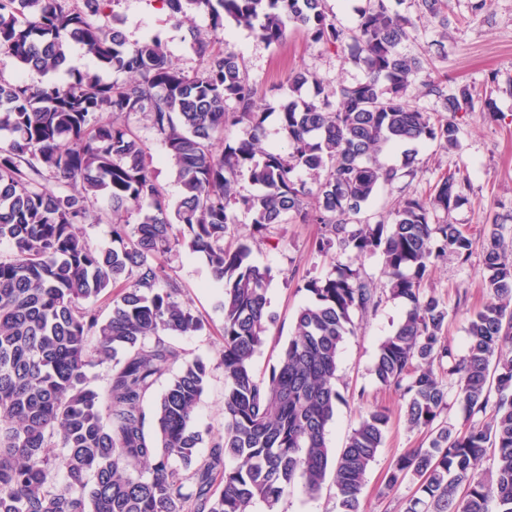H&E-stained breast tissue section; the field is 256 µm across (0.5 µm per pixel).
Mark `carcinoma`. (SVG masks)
I'll use <instances>...</instances> for the list:
<instances>
[{"label": "carcinoma", "instance_id": "1", "mask_svg": "<svg viewBox=\"0 0 512 512\" xmlns=\"http://www.w3.org/2000/svg\"><path fill=\"white\" fill-rule=\"evenodd\" d=\"M80 2L0 0V49L21 65L55 74L76 44L124 75L112 83L80 71L65 83L0 80V131L8 134L0 142V243L12 246L0 256V512H281L295 482L309 496L321 489L326 429L341 399V343L353 332L352 315L375 309L381 296L361 269L339 261L311 278L313 301L298 311L268 377L258 378L252 359L268 331L272 274L253 264L247 240L231 236L236 209L251 215L252 239L295 218L318 225L312 247L320 254L382 256L385 288L406 310L379 344L372 374L400 394L408 425L428 433V445L398 456L387 477L389 491L415 487L402 512H491L492 503L512 512V241L493 224L482 249L489 301L470 318L458 358L443 336L448 308L424 283L436 260L451 253L466 261L473 252L457 225L432 223L464 199L468 177L450 172L429 197L399 202L389 219H359L381 186L402 177L381 163L385 147L422 140L453 148L454 117L473 111L469 86L422 75V58L402 50L415 23L397 9L401 0H367L352 29L327 0H162L179 25L192 22L190 10L211 17L205 32L190 27L202 57L191 74L174 66L159 37L131 42L93 21L116 0ZM416 2L418 19L446 21L448 0ZM226 20L268 45L291 25L317 43L349 40L366 77L331 91L334 103L322 95L329 81L291 70V98L279 112L288 153L269 148L265 108L238 55L224 47ZM416 84L443 100L448 119L410 104ZM138 114L174 166V205L129 124ZM238 124L247 135L217 147L224 127ZM297 168L310 181L294 178ZM244 174L256 192L237 190ZM100 197L111 203L107 218L93 209ZM102 222L112 240L106 248L83 230ZM180 248L202 255L224 285V428L207 439L194 420L208 366L162 338L206 329L166 263ZM107 291L104 317L95 301ZM103 364L111 373L97 389L87 371ZM175 365L179 372L146 406ZM451 397L472 419L463 431L446 419ZM389 420L374 407L348 436L333 474L339 512H360ZM204 443L210 452L200 460ZM486 457L488 475L479 471Z\"/></svg>", "mask_w": 512, "mask_h": 512}]
</instances>
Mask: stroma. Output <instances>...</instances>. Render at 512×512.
Listing matches in <instances>:
<instances>
[{"mask_svg":"<svg viewBox=\"0 0 512 512\" xmlns=\"http://www.w3.org/2000/svg\"><path fill=\"white\" fill-rule=\"evenodd\" d=\"M447 27L420 22L403 45L406 52L425 57L427 70L453 78L476 90L475 111L456 116L460 127L459 145L454 149L430 141H414L390 147L382 156L386 165L402 167L406 153L417 155V170L391 185L378 189L361 214L369 222L387 218L397 201L429 194L444 175L461 171L469 178L465 199L450 213H438L475 242L467 262L449 256L437 262L427 290L435 293L448 308L444 330L457 355H464L466 328L470 317L488 297L483 286L481 243L492 220H499L505 237H512V0H491L489 8L472 13L469 0H450ZM113 10L128 40L158 33L166 41L173 62L185 72L200 64L199 55L187 28L176 27L157 0H116ZM224 36L230 48L245 62L258 97L271 105L264 128L267 145L286 149L274 107L287 94L286 78L291 69L302 68L336 84L351 85L364 77L360 66L344 53L313 42L298 27H289L282 43L266 44L248 29L226 24ZM147 147V162L170 201H177L180 188L164 145L142 116L130 119ZM318 228L291 222L271 228L265 239L252 245L251 260L270 268L268 311L272 317L265 344L253 358L257 376H268L278 355L291 338L299 309L312 300L304 288L308 279L332 272L330 258L315 253L311 244ZM172 275L180 282L184 297L203 317L207 329L194 336H174L170 342L189 359L202 358L209 367L208 381L196 409L198 429L217 431L224 426V370L219 362L224 313L223 287L211 275L205 258L180 251L169 259ZM405 306L402 301L383 296L377 310L354 315L355 331L340 347L336 388L341 395L333 420L326 431L332 454L344 448L362 415L375 406L390 413L384 443L371 464L360 497L361 512H400L402 500L413 487L401 485L391 493L383 488L394 460L409 448L426 445L424 433L408 429L402 398L394 390L378 384L371 372L377 348L399 323Z\"/></svg>","mask_w":512,"mask_h":512,"instance_id":"35a3bbf8","label":"stroma"}]
</instances>
